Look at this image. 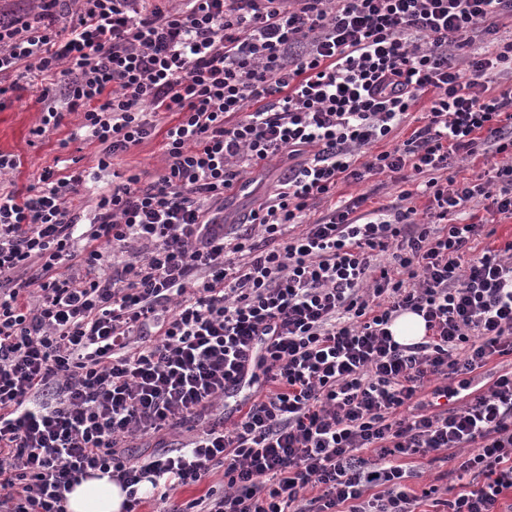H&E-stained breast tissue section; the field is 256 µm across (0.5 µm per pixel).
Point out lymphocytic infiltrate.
Instances as JSON below:
<instances>
[{
  "instance_id": "f902f5d3",
  "label": "lymphocytic infiltrate",
  "mask_w": 512,
  "mask_h": 512,
  "mask_svg": "<svg viewBox=\"0 0 512 512\" xmlns=\"http://www.w3.org/2000/svg\"><path fill=\"white\" fill-rule=\"evenodd\" d=\"M512 0H33L0 5V110L42 80L31 135L99 148L0 189V512H66L101 472L138 512L223 470L170 512H418L413 460L466 458L448 512L512 493V243L470 251L477 207L512 216ZM482 51H475V44ZM423 126L373 152L411 116ZM165 171H100L156 130ZM494 155V180L455 159ZM286 165L236 231L224 199ZM408 172L396 203H333L338 183ZM89 195L83 222L73 202ZM428 200L418 210L414 199ZM323 216L308 221L313 205ZM425 321L421 341L389 327ZM255 388L234 419L229 386ZM194 424L177 453L135 440ZM390 330L397 342L409 344L420 341L425 335V322L414 313H405L392 323ZM222 485V472L216 473L215 475L207 477L203 482L198 485L188 486L184 488H179L173 495V499L171 503L174 501L177 504L184 503L193 498H196L202 494H204L208 488L214 487V489H219Z\"/></svg>"
}]
</instances>
